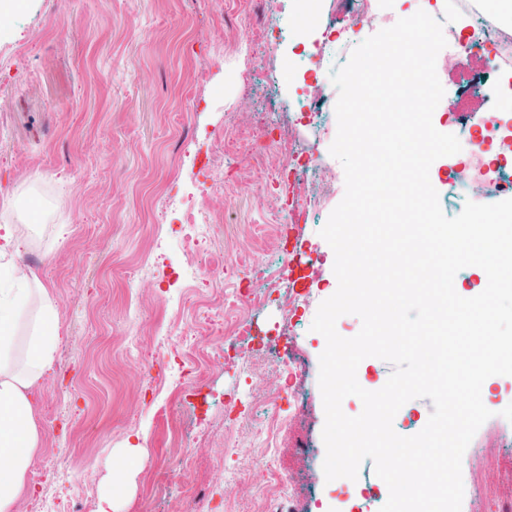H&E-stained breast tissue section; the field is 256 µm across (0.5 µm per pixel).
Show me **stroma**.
<instances>
[{
	"instance_id": "35a3bbf8",
	"label": "stroma",
	"mask_w": 512,
	"mask_h": 512,
	"mask_svg": "<svg viewBox=\"0 0 512 512\" xmlns=\"http://www.w3.org/2000/svg\"><path fill=\"white\" fill-rule=\"evenodd\" d=\"M25 0L0 26V204L34 199L43 233L20 260L59 310L53 368L31 396L40 429L29 484L15 512H55V503L98 504L113 452L137 439L141 460L116 512H182L183 490H213L223 512H267L273 475L299 479L306 512L338 498L317 462L325 414L318 384L321 333L311 325L337 290L335 255L320 231L344 189L293 185L280 171L296 100L337 99L319 66L323 28L346 24L339 0H317L313 42L294 26L304 0ZM251 24H244V17ZM482 57L459 53L442 72L446 110L434 127L459 134L475 114L511 106L503 91L469 97ZM211 214L217 229L183 252V203ZM319 260L306 264V252ZM193 261L195 282L181 270ZM136 288L125 286L128 271ZM299 292L294 314L278 294L247 308L249 283L268 279ZM236 355L214 362L189 390L156 376L183 354L213 353L225 336ZM306 368L290 378L276 361ZM303 412L291 417L295 396ZM492 416L463 455L481 503H512V376L489 387ZM288 428L271 447L257 439L276 420ZM194 427L177 446L174 427Z\"/></svg>"
}]
</instances>
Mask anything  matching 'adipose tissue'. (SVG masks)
<instances>
[{"instance_id": "ef3b65f1", "label": "adipose tissue", "mask_w": 512, "mask_h": 512, "mask_svg": "<svg viewBox=\"0 0 512 512\" xmlns=\"http://www.w3.org/2000/svg\"><path fill=\"white\" fill-rule=\"evenodd\" d=\"M0 226V512L25 494L26 472L38 446L30 400L60 343L57 304L38 276L7 264L42 232L28 202L16 203Z\"/></svg>"}]
</instances>
